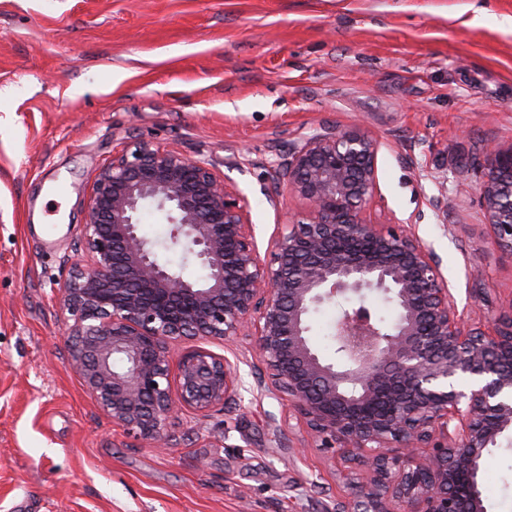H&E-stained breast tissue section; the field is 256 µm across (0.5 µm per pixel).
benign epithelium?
<instances>
[{"label": "benign epithelium", "instance_id": "1", "mask_svg": "<svg viewBox=\"0 0 512 512\" xmlns=\"http://www.w3.org/2000/svg\"><path fill=\"white\" fill-rule=\"evenodd\" d=\"M377 144L328 130L277 163L307 213L261 259L248 200L227 178L177 150L140 144L95 176L61 303L71 365L112 423L160 447L182 410L205 415L236 401L226 358L170 345L255 337L265 391L288 398L325 448L370 468L348 477L337 512H485L483 457L512 428V320L466 326L439 257L401 224L364 216L377 191ZM479 198L494 242L512 254V147H485ZM147 204L172 225V244L205 270L186 280L138 233ZM378 293L398 318L382 326L365 304ZM341 307L339 361L309 340L322 302Z\"/></svg>", "mask_w": 512, "mask_h": 512}]
</instances>
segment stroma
<instances>
[{
	"instance_id": "1",
	"label": "stroma",
	"mask_w": 512,
	"mask_h": 512,
	"mask_svg": "<svg viewBox=\"0 0 512 512\" xmlns=\"http://www.w3.org/2000/svg\"><path fill=\"white\" fill-rule=\"evenodd\" d=\"M356 124L378 146L366 219L435 251L465 324L512 317L478 199L486 144L512 146V0H0V512H336L346 482L259 390L252 338L204 344L240 402L182 412L152 448L73 371L60 289L95 175L135 143L242 190L266 260L307 210L270 203L277 161ZM484 467L487 512H512V429Z\"/></svg>"
}]
</instances>
